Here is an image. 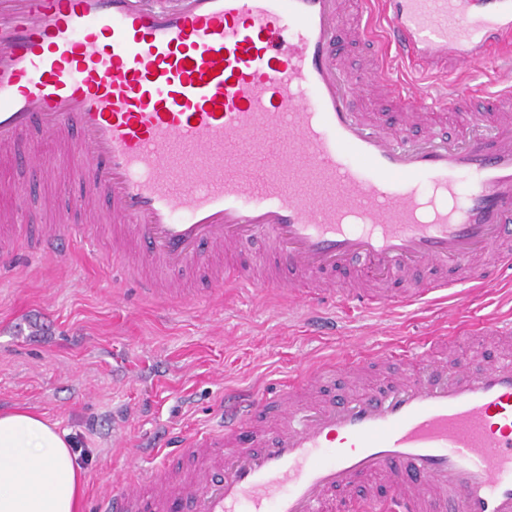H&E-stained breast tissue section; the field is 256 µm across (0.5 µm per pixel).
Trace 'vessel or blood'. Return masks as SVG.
<instances>
[{
    "mask_svg": "<svg viewBox=\"0 0 512 512\" xmlns=\"http://www.w3.org/2000/svg\"><path fill=\"white\" fill-rule=\"evenodd\" d=\"M0 0V151L35 177L81 185L83 230L111 226L142 268V297L192 305L184 273L226 252L224 284L257 283L295 308L381 311L453 295L449 318L512 270V120L491 121L512 85L438 95L399 65H495L512 0ZM380 26L369 78L343 66ZM385 86L398 124L450 113L458 138H408L363 107ZM77 139H70V130ZM63 144L61 152L39 142ZM473 177L460 195L462 177ZM265 258L239 265L254 239ZM361 286L323 287L336 270ZM493 338L506 355L478 362ZM380 351L355 378L410 374L305 399L335 365L271 398L224 404L171 462L101 496L95 512H512V319L485 318L457 343Z\"/></svg>",
    "mask_w": 512,
    "mask_h": 512,
    "instance_id": "b4317fda",
    "label": "vessel or blood"
}]
</instances>
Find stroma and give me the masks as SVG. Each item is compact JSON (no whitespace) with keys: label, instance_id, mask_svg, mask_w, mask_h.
Instances as JSON below:
<instances>
[{"label":"stroma","instance_id":"35a3bbf8","mask_svg":"<svg viewBox=\"0 0 512 512\" xmlns=\"http://www.w3.org/2000/svg\"><path fill=\"white\" fill-rule=\"evenodd\" d=\"M400 74L425 78L439 94L456 84L490 91L512 84L511 69L461 73L450 62L438 74L408 67ZM0 183L14 188L0 193V211L18 206L29 216L24 236L53 226L64 242L59 258H30L24 245L0 268V411L40 413L85 449L83 512L119 488L123 473L152 466L161 445L211 423L226 392L263 395L356 348L419 347L448 329L442 306L413 305L374 314L342 309L336 333L317 334L265 287L228 290L190 308L153 302L113 260L111 234L80 242L73 185L30 192L28 172L10 161L0 162Z\"/></svg>","mask_w":512,"mask_h":512}]
</instances>
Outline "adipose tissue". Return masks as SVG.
<instances>
[{
    "label": "adipose tissue",
    "instance_id": "1",
    "mask_svg": "<svg viewBox=\"0 0 512 512\" xmlns=\"http://www.w3.org/2000/svg\"><path fill=\"white\" fill-rule=\"evenodd\" d=\"M85 493L66 433L25 408L0 414V512H81Z\"/></svg>",
    "mask_w": 512,
    "mask_h": 512
}]
</instances>
